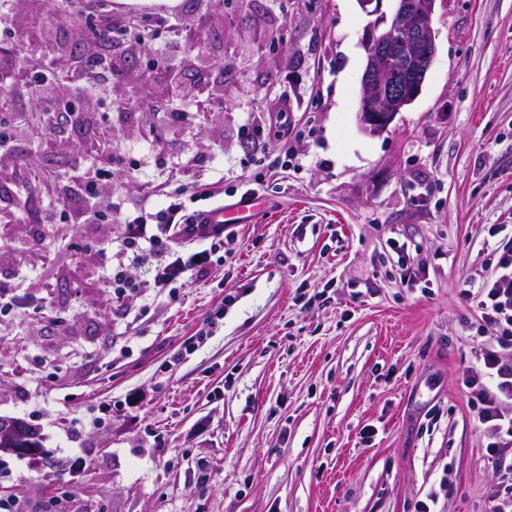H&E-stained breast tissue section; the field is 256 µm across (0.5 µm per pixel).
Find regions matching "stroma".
<instances>
[{
	"label": "stroma",
	"mask_w": 512,
	"mask_h": 512,
	"mask_svg": "<svg viewBox=\"0 0 512 512\" xmlns=\"http://www.w3.org/2000/svg\"><path fill=\"white\" fill-rule=\"evenodd\" d=\"M198 10L105 0L79 16L85 43L106 17L120 43L123 80L95 91L56 16L0 0L13 50L0 68L23 82L0 172L21 154L89 172L98 133L115 134L95 200L57 184L0 203V280L45 302L0 313V417L28 421L45 448L38 471L0 452V486L24 485L29 512H46L47 475L72 512H415L430 496L434 512H486L498 484L461 381L493 335L462 289L512 247V0H437L422 92L375 135L357 119L371 21L357 0H215L201 49ZM167 45L207 105L175 123ZM33 50L58 75L36 94ZM282 97L287 114H270ZM64 99L83 138H30L24 115ZM269 133L292 148L288 167L253 151ZM257 176L223 265L172 296L113 300L110 257L84 242L109 243L132 205L176 188L220 181L233 207ZM394 239L413 243L419 284L401 282ZM75 456L87 467L74 477Z\"/></svg>",
	"instance_id": "stroma-1"
}]
</instances>
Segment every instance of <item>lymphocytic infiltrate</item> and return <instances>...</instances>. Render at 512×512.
Masks as SVG:
<instances>
[{
	"mask_svg": "<svg viewBox=\"0 0 512 512\" xmlns=\"http://www.w3.org/2000/svg\"><path fill=\"white\" fill-rule=\"evenodd\" d=\"M221 193L207 190L182 201L169 196L166 206L142 203L121 226L116 240L120 257L107 277L116 299L138 293L161 295L186 285L190 277H203L224 263V227L204 224L205 205H217ZM206 248H197V241ZM133 269L145 270L147 279L130 277ZM463 294L491 328L496 342L480 348L479 371L466 377L468 400L484 427L486 454L499 480L489 512H512V248L502 251L495 273L481 283H466Z\"/></svg>",
	"mask_w": 512,
	"mask_h": 512,
	"instance_id": "obj_1",
	"label": "lymphocytic infiltrate"
}]
</instances>
